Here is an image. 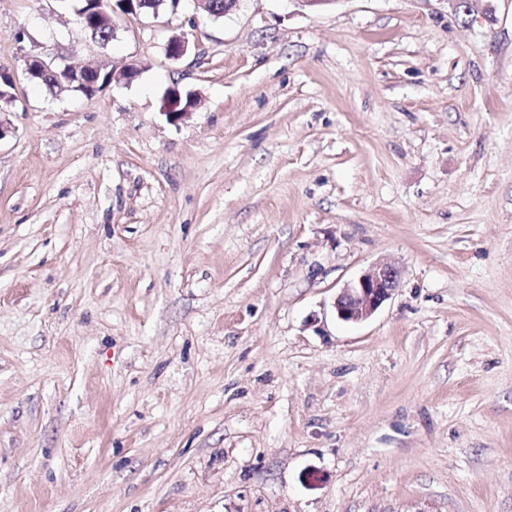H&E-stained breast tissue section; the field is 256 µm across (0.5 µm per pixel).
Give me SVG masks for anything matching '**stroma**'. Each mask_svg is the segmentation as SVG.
Instances as JSON below:
<instances>
[{
    "instance_id": "35a3bbf8",
    "label": "stroma",
    "mask_w": 512,
    "mask_h": 512,
    "mask_svg": "<svg viewBox=\"0 0 512 512\" xmlns=\"http://www.w3.org/2000/svg\"><path fill=\"white\" fill-rule=\"evenodd\" d=\"M80 6L0 0V512H512V0ZM88 6L80 9L77 13V23L86 32L91 34V37L101 44H106L115 36V26L112 22V15H109L104 22L101 21V12L95 6L100 3L96 0H86ZM56 59L63 61V56ZM56 59L47 61L38 54H30L25 59L24 72L28 80L52 78L54 85L58 88V93H63L71 89L82 91L86 97L91 98L97 92L109 87L113 81L131 83L141 73L142 68L136 64L126 65L120 73L116 74L112 70L106 71L104 66L97 63H88L82 67L62 66L56 63ZM84 72H87V76ZM104 72V79L99 85L101 74ZM48 89L55 90V86L46 81L40 83ZM196 102V100L187 96L185 103H183L179 90L173 89L163 101L162 112L170 121L178 122L191 113L190 111ZM399 271L388 262H378L347 284L333 306L337 318L349 324L369 319L391 298L397 288Z\"/></svg>"
}]
</instances>
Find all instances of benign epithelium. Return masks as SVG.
I'll return each instance as SVG.
<instances>
[{"label":"benign epithelium","instance_id":"7a95c632","mask_svg":"<svg viewBox=\"0 0 512 512\" xmlns=\"http://www.w3.org/2000/svg\"><path fill=\"white\" fill-rule=\"evenodd\" d=\"M88 6L77 13V23L91 37L101 44H106L115 36L112 17L101 19V12L96 7L98 0H87ZM189 50V41L183 35H174L167 44L166 52L170 59L179 60ZM58 60H46L38 54H30L25 59L24 72L26 78L53 79L59 92L71 89L82 91L90 98L109 87L112 82L130 83L141 73L142 68L129 64L120 73L106 71L97 63H88L82 67L61 65ZM196 100L181 97L179 90H172L163 101L162 112L173 122L186 118L195 106ZM399 271L389 262H378L361 274L356 280L347 284L336 296L333 306L337 318L349 324L361 323L369 319L383 304L391 298L397 288Z\"/></svg>","mask_w":512,"mask_h":512}]
</instances>
